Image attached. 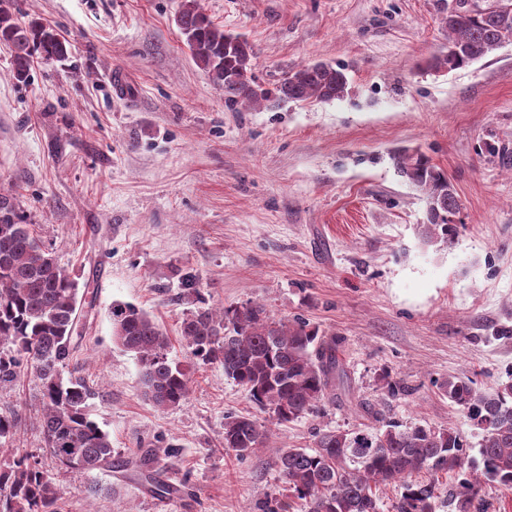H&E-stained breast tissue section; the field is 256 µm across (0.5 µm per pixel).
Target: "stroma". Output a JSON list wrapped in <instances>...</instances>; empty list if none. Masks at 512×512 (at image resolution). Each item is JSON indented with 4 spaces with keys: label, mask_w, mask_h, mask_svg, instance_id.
I'll return each instance as SVG.
<instances>
[{
    "label": "stroma",
    "mask_w": 512,
    "mask_h": 512,
    "mask_svg": "<svg viewBox=\"0 0 512 512\" xmlns=\"http://www.w3.org/2000/svg\"><path fill=\"white\" fill-rule=\"evenodd\" d=\"M256 53L272 88L323 62L348 90L327 101L224 99L177 25L179 0H14L67 42L64 60L36 62L26 82L0 42V193L74 279L81 350L72 362L96 391L92 418L117 453L177 445L167 477L172 512H253L282 485L272 466L312 448L319 430L453 428L476 455L481 439L438 381L483 391L512 378V41L441 71L445 0H199ZM121 70L132 93L108 76ZM417 148L461 204L452 247L426 244L423 193L391 155ZM194 276L198 302L183 297ZM156 320L190 393L161 410L140 368L112 340L113 303ZM261 304L336 336L346 374L316 413L277 424L224 374L190 356L180 336L197 308ZM402 383L393 398L382 375ZM372 413H364L362 404ZM30 374L0 385V414L18 413L16 445L39 451ZM270 427L243 460L224 449V419ZM68 512H158L161 497L119 472L90 475L44 459Z\"/></svg>",
    "instance_id": "stroma-1"
}]
</instances>
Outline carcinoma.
I'll use <instances>...</instances> for the list:
<instances>
[{
    "label": "carcinoma",
    "instance_id": "carcinoma-1",
    "mask_svg": "<svg viewBox=\"0 0 512 512\" xmlns=\"http://www.w3.org/2000/svg\"><path fill=\"white\" fill-rule=\"evenodd\" d=\"M177 23L197 64L233 103L267 101H331L344 96L348 79L343 69L325 63L290 72L274 91L259 88L253 74L255 53L239 36L224 32L201 10L198 0H181ZM448 49L460 56L434 59L436 70H456L483 58L512 39V16L460 15L445 22ZM0 41L13 48V73L24 81L35 60H62L65 40L42 22L21 23L11 0H0ZM397 173L418 187L427 203L423 235L429 242L454 244L457 228L449 217L460 212L448 176L421 152L401 149L392 155ZM112 340L133 354L139 364L145 395L160 409L186 400L190 378L169 358V339L145 312L130 304L112 305ZM78 285L58 265L24 223L10 199L0 196V384L16 381L26 371L42 387L39 423L44 449L60 466L85 474L126 471L139 453L123 459L112 440L90 417L95 391L83 378L66 381L60 372L69 365L80 335ZM180 334L191 356L219 362L224 374L241 385L261 411L279 424L315 412L334 398L336 381L345 376L336 337L325 336L305 319L276 318L258 304L218 313L210 308L190 312ZM448 399L480 430L479 458L470 459L459 432L425 426L355 431L320 430L314 449L288 448L274 460L285 494L267 512H378V491L400 483L395 512H438L452 497L462 512L480 497L482 484L512 489V382L481 391L469 380L450 377L440 384ZM17 416H0V440L17 433ZM267 426L251 416L231 415L224 421V449L244 459L264 446ZM166 467L141 473L159 496L175 488L163 479ZM426 471L430 480L412 475ZM463 474L455 485L439 482L441 474ZM0 485L9 489L6 512H64L63 495L41 466L38 455L14 454L0 464Z\"/></svg>",
    "mask_w": 512,
    "mask_h": 512
}]
</instances>
